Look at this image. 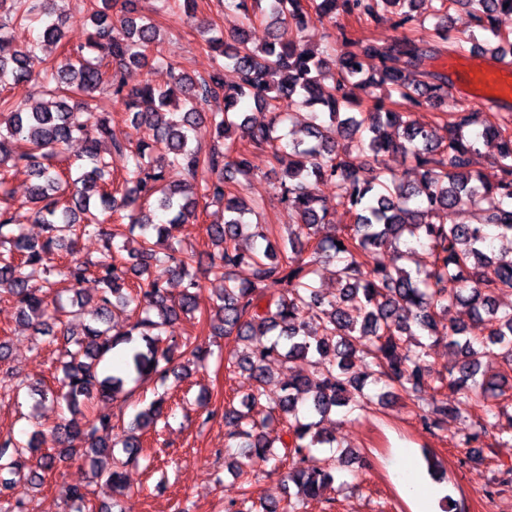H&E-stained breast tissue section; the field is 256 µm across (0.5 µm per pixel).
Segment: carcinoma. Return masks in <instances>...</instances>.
Returning <instances> with one entry per match:
<instances>
[{
	"mask_svg": "<svg viewBox=\"0 0 512 512\" xmlns=\"http://www.w3.org/2000/svg\"><path fill=\"white\" fill-rule=\"evenodd\" d=\"M50 2L9 0L7 8L13 24L39 29L41 46L63 51L38 77L46 96L39 106L29 109L0 96V192L7 193L6 174L20 165L36 178L27 215L0 210V293L13 300L22 320L58 347L60 387L38 389L36 395L42 403L63 400L72 418L50 430L56 452L40 455L35 470L28 463L44 433L36 431L24 442L10 430L0 431L5 512L21 509L22 503L18 484L1 473L27 469V479L37 483L43 472L78 454L110 455L118 445L133 454L142 447L143 432L165 419L163 392L120 436L113 434L112 415L104 410L79 420L82 406L97 397L115 398L130 379L163 384L172 375H189V366L175 359V348L205 362L207 350L197 337L176 334L182 318L197 307L202 253L184 248L175 230L196 221L198 208L214 205L223 207L224 223L206 227L212 247L206 273L224 288L210 316L212 335L234 334L246 342L228 369L251 383L241 407H224L225 439L242 449L233 463L242 493L227 512H301L307 500L332 484L336 471L357 458L349 450L323 458L316 454L334 447L336 438L324 435L314 417L336 408L353 413L392 398L415 401L428 395L431 407L420 421L431 433L448 422V415L475 411L472 431L458 441L467 458H475L473 444L486 437L489 417L508 406L512 308H500L495 296L512 291V257L497 258L485 245L492 229L512 239V129L480 109L459 108L450 113L447 140L439 142L413 113L398 112L388 101L396 94L416 108L444 110L448 78L428 71L425 62L459 45L450 35V9H466L484 43L496 44L489 52L493 59L506 47L512 52V33L496 25L499 15L512 14V0H438L431 15L433 42L403 37L378 44L346 36L332 60L300 39L313 20L346 15L372 22L389 12L399 28L423 26V0H224L225 7L247 19L267 22L270 40L254 47L245 27L224 37L201 21L197 29L215 59L208 75L195 77L169 65L166 80L148 79L129 90L122 71L151 65L158 36L140 0H88L90 28L72 47ZM160 2L166 11L197 18L198 0ZM116 22L126 29L125 43L112 37ZM9 28L0 23V85L32 77L34 44L17 43ZM226 60L238 73L234 84L224 82ZM355 87L384 96L375 98L373 111L355 112ZM114 98L124 101L132 126L153 129L151 141L127 147L122 132L112 128ZM219 99L222 109L203 111ZM245 100L268 112L269 120L258 122L240 111ZM293 108L309 110L311 120L300 127L303 136L283 149L277 126ZM203 121L214 131L207 149L193 143L192 133ZM102 138L111 140L112 151L100 150ZM77 141L83 154L65 155ZM481 143L496 149L491 173L472 168ZM262 147L270 148L281 166L280 201L295 217L287 234L274 241L248 220L259 217V206L233 189L250 174V149ZM387 155L414 162L418 178L392 172L384 164ZM119 160L125 189L118 197L112 170ZM323 182L336 183L338 205L350 218L347 229L330 236L320 235L327 212L315 189ZM463 197L473 206V220L443 223ZM117 213L128 221L121 245L103 229ZM25 219L43 225L42 242L27 239ZM85 236L100 237L102 260L77 256L76 245ZM130 242L136 252L125 257L121 251ZM386 244L398 247L401 264L378 261V249ZM308 247L309 260L304 257ZM157 262L168 265L179 282L178 296L150 278ZM319 262L335 267L338 295L329 298L316 286ZM243 264L252 269L249 280L236 275ZM91 277L103 285L96 299L72 300L74 311L48 305L58 283L74 290ZM269 283L280 289L262 308V288ZM457 304L485 323L488 334L479 345L455 322L443 324ZM117 312L128 313L132 325L113 334L107 318ZM306 314L316 317L318 329L309 328ZM256 336L273 340L255 342ZM425 336L445 339L458 352L457 371L446 377L433 373ZM136 337L143 346L132 348L124 368H102L113 349ZM357 356L372 359L376 382L386 391L364 390L363 381L350 373ZM483 357L498 359L502 370L487 375ZM289 359H308L314 371L288 380L271 404L265 390L271 364ZM446 384L463 391L459 405L436 398ZM258 407L269 409L262 421L251 416ZM75 435L84 437L85 447H73ZM281 448L288 450V479L298 488L297 498L282 507L253 497L248 463L254 457L280 462Z\"/></svg>",
	"mask_w": 512,
	"mask_h": 512,
	"instance_id": "obj_1",
	"label": "carcinoma"
}]
</instances>
